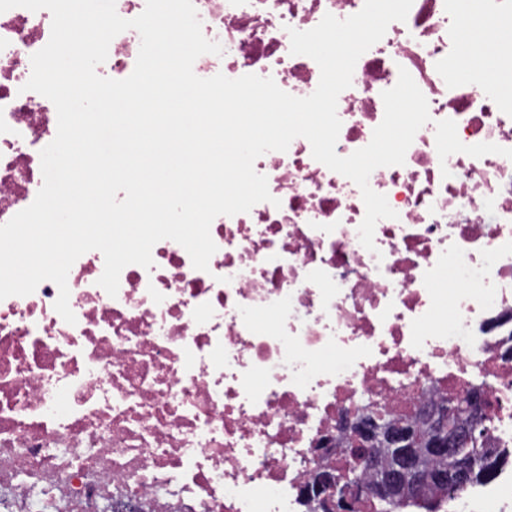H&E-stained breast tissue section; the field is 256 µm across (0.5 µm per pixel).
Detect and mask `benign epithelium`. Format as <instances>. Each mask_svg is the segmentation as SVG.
Wrapping results in <instances>:
<instances>
[{"mask_svg":"<svg viewBox=\"0 0 512 512\" xmlns=\"http://www.w3.org/2000/svg\"><path fill=\"white\" fill-rule=\"evenodd\" d=\"M484 396L472 389L458 396L462 417L448 423V402L418 406L407 417H390L366 408L343 424L336 448L320 454L350 453L362 448L345 468L320 465L310 471L302 497L313 512H353L366 498L395 499L419 496L432 482L462 487L469 481L467 465L455 453L457 446L475 435L484 422ZM444 466L434 470L431 462Z\"/></svg>","mask_w":512,"mask_h":512,"instance_id":"obj_1","label":"benign epithelium"}]
</instances>
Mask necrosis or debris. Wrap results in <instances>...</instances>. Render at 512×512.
<instances>
[{
	"label": "necrosis or debris",
	"instance_id": "necrosis-or-debris-1",
	"mask_svg": "<svg viewBox=\"0 0 512 512\" xmlns=\"http://www.w3.org/2000/svg\"><path fill=\"white\" fill-rule=\"evenodd\" d=\"M222 54L198 77H270L311 95L320 69L289 32L345 19L364 0H193ZM492 57L459 37L462 0H413L406 21L358 60L338 97L336 152L368 145L383 91L407 70L431 120L405 162L375 169L396 211L374 250L358 228L359 187L295 138L259 157L272 202L216 217L208 271L164 239L131 264L117 296L97 281L100 251L67 283L0 301V512H304L314 449L368 400L399 415L426 396L484 384L487 441L512 448V0H480ZM49 11L0 13V225L43 184L57 112L25 90L51 36ZM140 35L109 45L100 76L127 78ZM512 472L452 512H502Z\"/></svg>",
	"mask_w": 512,
	"mask_h": 512
}]
</instances>
